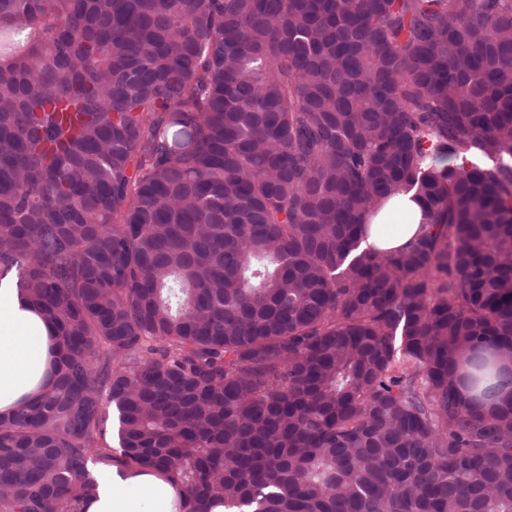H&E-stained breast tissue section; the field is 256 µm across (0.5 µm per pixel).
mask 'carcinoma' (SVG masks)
<instances>
[{
    "instance_id": "carcinoma-1",
    "label": "carcinoma",
    "mask_w": 512,
    "mask_h": 512,
    "mask_svg": "<svg viewBox=\"0 0 512 512\" xmlns=\"http://www.w3.org/2000/svg\"><path fill=\"white\" fill-rule=\"evenodd\" d=\"M402 188L422 233L360 250ZM10 275L58 353L0 512L114 463L186 512H512V0H0Z\"/></svg>"
}]
</instances>
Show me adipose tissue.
<instances>
[{
	"label": "adipose tissue",
	"mask_w": 512,
	"mask_h": 512,
	"mask_svg": "<svg viewBox=\"0 0 512 512\" xmlns=\"http://www.w3.org/2000/svg\"><path fill=\"white\" fill-rule=\"evenodd\" d=\"M422 213L415 191H399L370 217L369 243L388 251L403 247L421 232ZM51 332L17 288L0 285V414L11 413L40 394ZM177 502V491L155 470L115 466L102 473L98 495L85 512H178Z\"/></svg>",
	"instance_id": "obj_1"
}]
</instances>
